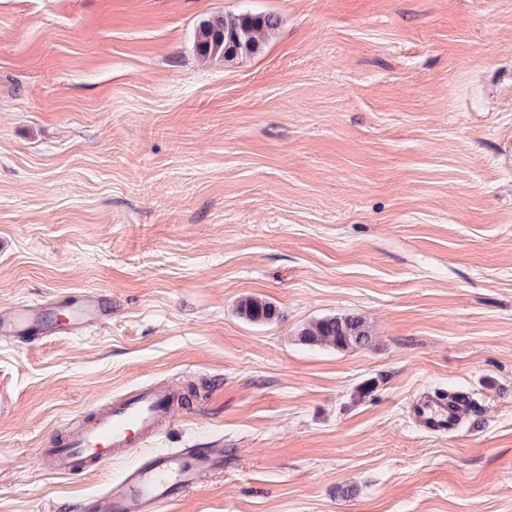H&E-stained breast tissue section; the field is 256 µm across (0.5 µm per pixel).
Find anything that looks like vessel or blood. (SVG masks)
<instances>
[{
  "instance_id": "obj_1",
  "label": "vessel or blood",
  "mask_w": 512,
  "mask_h": 512,
  "mask_svg": "<svg viewBox=\"0 0 512 512\" xmlns=\"http://www.w3.org/2000/svg\"><path fill=\"white\" fill-rule=\"evenodd\" d=\"M103 301L94 290L68 303L59 316H48L36 306L18 305L0 314V340L50 339L73 334L97 324ZM179 389L157 391L140 388L110 401L80 430L52 448L43 449L54 473L72 475L102 468L117 455L142 447L181 404ZM414 413L429 429L452 431L459 419L445 401L430 396L418 401ZM224 460L220 448H184L147 456L121 479L108 484L96 499V512H160L164 504L196 487L199 478Z\"/></svg>"
}]
</instances>
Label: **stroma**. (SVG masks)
<instances>
[{
  "label": "stroma",
  "mask_w": 512,
  "mask_h": 512,
  "mask_svg": "<svg viewBox=\"0 0 512 512\" xmlns=\"http://www.w3.org/2000/svg\"><path fill=\"white\" fill-rule=\"evenodd\" d=\"M245 9L280 18L262 51L200 58ZM90 289L92 330L0 342V512L215 444L168 512H512V0H0V312ZM349 313L372 347L300 342ZM154 382L168 432L41 466ZM450 391L462 428L424 429ZM238 312L250 323L261 324L275 319L278 314L269 303L259 298H246L238 305Z\"/></svg>",
  "instance_id": "stroma-1"
}]
</instances>
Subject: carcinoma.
<instances>
[{"label": "carcinoma", "mask_w": 512, "mask_h": 512, "mask_svg": "<svg viewBox=\"0 0 512 512\" xmlns=\"http://www.w3.org/2000/svg\"><path fill=\"white\" fill-rule=\"evenodd\" d=\"M279 25L278 16L249 10L211 17L199 23L194 35L195 49L203 59L221 57L227 62L252 56L261 51L267 37ZM238 312L254 324L277 317L272 305L252 297L239 303ZM298 336L306 345L339 350L367 349L375 340L366 319L355 314L318 319L303 327Z\"/></svg>", "instance_id": "1"}]
</instances>
